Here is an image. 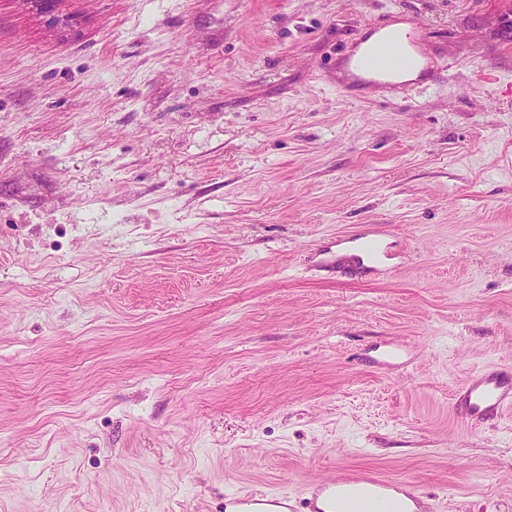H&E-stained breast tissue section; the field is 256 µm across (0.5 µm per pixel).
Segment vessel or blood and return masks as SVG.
<instances>
[{"instance_id": "1", "label": "vessel or blood", "mask_w": 512, "mask_h": 512, "mask_svg": "<svg viewBox=\"0 0 512 512\" xmlns=\"http://www.w3.org/2000/svg\"><path fill=\"white\" fill-rule=\"evenodd\" d=\"M415 63L407 53L402 37L389 36L373 45L363 55L350 60V67L373 77L374 84L393 91L408 90L402 76ZM462 415L481 420L512 409V375L501 370L484 369L470 376L457 390ZM390 483L381 476L352 473L337 479L315 482L314 497L309 498L308 512H320L317 494L329 491L340 497L338 512H397L385 491ZM237 512H288V495L264 491L233 497Z\"/></svg>"}]
</instances>
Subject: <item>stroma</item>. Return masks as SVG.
I'll list each match as a JSON object with an SVG mask.
<instances>
[{
	"instance_id": "1",
	"label": "stroma",
	"mask_w": 512,
	"mask_h": 512,
	"mask_svg": "<svg viewBox=\"0 0 512 512\" xmlns=\"http://www.w3.org/2000/svg\"><path fill=\"white\" fill-rule=\"evenodd\" d=\"M399 22L428 74L337 93ZM486 368L512 0H0V512H224L355 468L512 512V411L455 409Z\"/></svg>"
}]
</instances>
